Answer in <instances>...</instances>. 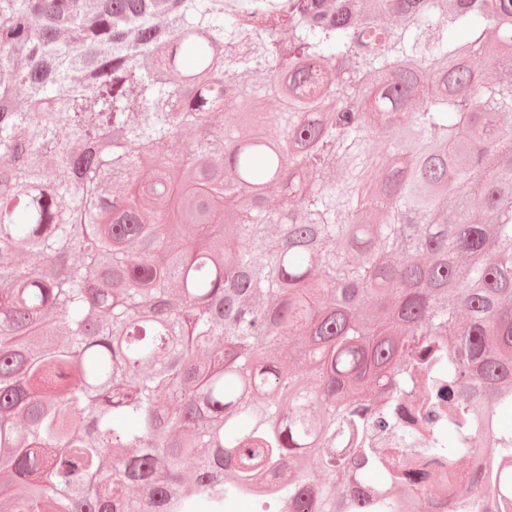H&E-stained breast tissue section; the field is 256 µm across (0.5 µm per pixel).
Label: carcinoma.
<instances>
[{"label":"carcinoma","instance_id":"obj_1","mask_svg":"<svg viewBox=\"0 0 512 512\" xmlns=\"http://www.w3.org/2000/svg\"><path fill=\"white\" fill-rule=\"evenodd\" d=\"M505 113L512 0H0V512H512Z\"/></svg>","mask_w":512,"mask_h":512}]
</instances>
